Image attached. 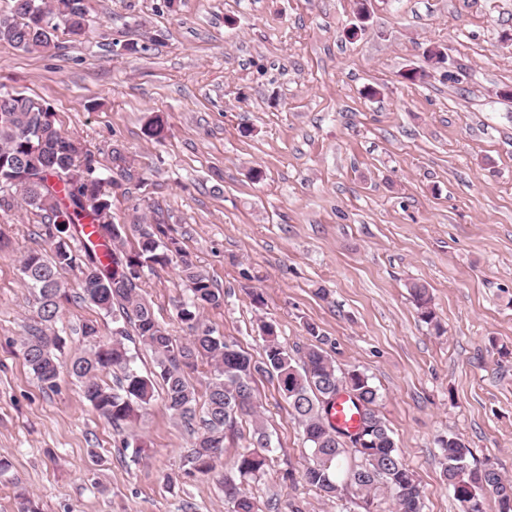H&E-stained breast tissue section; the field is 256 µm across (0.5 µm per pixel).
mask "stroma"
Wrapping results in <instances>:
<instances>
[{"label":"stroma","instance_id":"1","mask_svg":"<svg viewBox=\"0 0 512 512\" xmlns=\"http://www.w3.org/2000/svg\"><path fill=\"white\" fill-rule=\"evenodd\" d=\"M95 29L58 32L28 53L0 43V85L47 101L61 128L109 167L123 148L145 184L112 194L116 223L163 218L181 249L142 294L176 339L187 260L224 291L205 308L217 334L261 361V322L289 352L308 327L341 369L364 371L378 411L424 495L458 512L441 438L512 480V0H85ZM357 36H349L353 25ZM137 53L116 55L119 42ZM446 48L430 67L424 51ZM423 71L410 82L409 69ZM163 143L143 126L152 113ZM262 170L261 182L249 172ZM41 218L0 212V512H228L224 481L248 446L237 420L222 459L189 474L194 436L155 400L114 429L61 373L43 389L20 340L35 311L20 272L43 248ZM431 291L445 329L420 320L412 283ZM112 320L66 304L56 329ZM271 462L249 484L260 504L342 512L308 487L302 430L268 376L254 378ZM141 439V451L123 448Z\"/></svg>","mask_w":512,"mask_h":512}]
</instances>
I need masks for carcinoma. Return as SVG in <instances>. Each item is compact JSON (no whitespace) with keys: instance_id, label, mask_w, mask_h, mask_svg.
I'll return each instance as SVG.
<instances>
[{"instance_id":"carcinoma-1","label":"carcinoma","mask_w":512,"mask_h":512,"mask_svg":"<svg viewBox=\"0 0 512 512\" xmlns=\"http://www.w3.org/2000/svg\"><path fill=\"white\" fill-rule=\"evenodd\" d=\"M12 2L9 12L0 13V42L22 51L44 50L61 27L75 39L92 32L83 0ZM167 133L162 115L147 119L146 137L160 143ZM109 171L110 175H104L95 155L61 130L49 103L18 91H0V211L22 204L45 218L42 236L48 253L33 251L21 260L23 280L33 291L36 304L22 350L41 386L54 389L61 372L67 371L80 384L83 398L117 429L162 390L171 416L189 428L199 422L187 464L200 474L212 472L224 455L225 439L235 434L237 417H252L251 442L235 461L240 482L224 481V501L232 512H264L244 483L263 474L269 462L264 454L269 435L255 409L252 387L253 373L265 372L276 377L278 384L289 385L286 399L312 456L302 472L307 485L337 500L353 487L361 493L364 512H379L377 507L385 498L391 501V512H423L419 483L404 462L392 431L377 413L378 389L357 369L343 373L321 347L322 338L315 328H308L314 342L295 359L281 345L273 326L263 325V361L252 363L201 319V309L224 302V291L184 262L181 279L191 296L177 317L188 328L189 339L180 342L169 333L140 290L145 270L172 261L175 242L166 239L159 224L154 230H139L137 245L131 250L112 249L126 238V225L112 220V190L138 186L143 179L117 148L112 149ZM85 220L96 225L100 244L77 251L70 241ZM69 272L76 276V298L112 315L118 327L112 341L105 343L96 323H83V348L66 358V339L55 326L64 303L70 300L64 281ZM411 295L421 320L441 333L429 289L416 283ZM134 336L154 355L156 370L149 375L134 367L126 345ZM201 364L211 367L202 397L189 380V373ZM111 373L117 376L115 387L103 381V376ZM346 376L352 397L363 410L362 424L369 428V445L363 448L342 442L345 433L329 419L338 396L336 383ZM441 451L442 474L460 503V512H484L488 496L494 498L497 512H512V482L493 468L470 465V448L455 436L441 441Z\"/></svg>"}]
</instances>
